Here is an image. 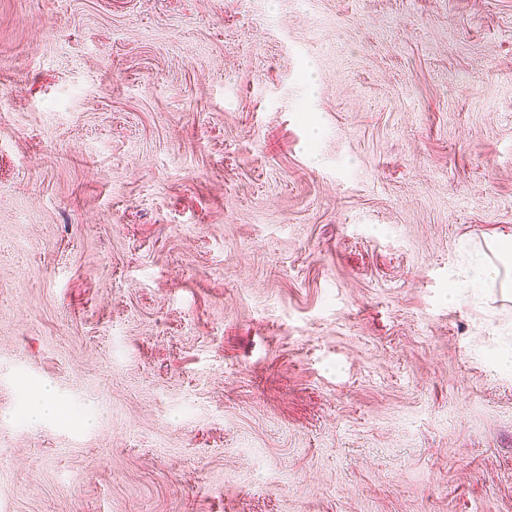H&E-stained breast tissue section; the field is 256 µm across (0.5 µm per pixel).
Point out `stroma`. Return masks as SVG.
<instances>
[{
  "label": "stroma",
  "mask_w": 512,
  "mask_h": 512,
  "mask_svg": "<svg viewBox=\"0 0 512 512\" xmlns=\"http://www.w3.org/2000/svg\"><path fill=\"white\" fill-rule=\"evenodd\" d=\"M507 235L512 0H0V512H512ZM486 246L490 254H485L484 260H479L471 266L470 279L476 284L487 285L488 282L495 284L501 272L498 265L494 262L495 259L501 264L505 271L500 287L503 288V290H510L511 293V237L493 239L487 242ZM62 407L55 390L48 384L42 385L37 395L30 401L26 416L31 423L58 420Z\"/></svg>",
  "instance_id": "35a3bbf8"
}]
</instances>
